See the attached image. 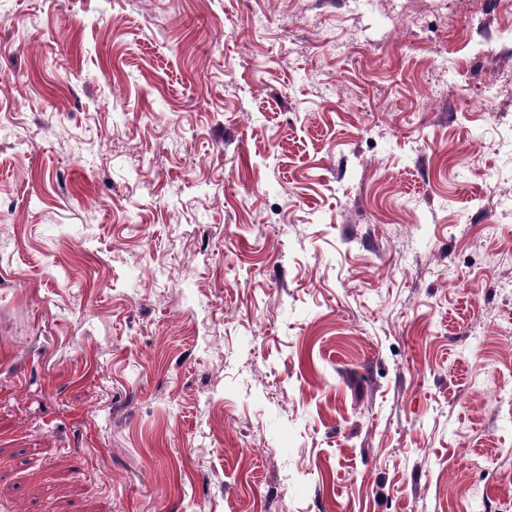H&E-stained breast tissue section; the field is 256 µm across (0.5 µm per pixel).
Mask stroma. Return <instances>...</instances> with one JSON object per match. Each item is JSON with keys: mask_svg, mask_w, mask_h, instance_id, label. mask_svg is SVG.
<instances>
[{"mask_svg": "<svg viewBox=\"0 0 512 512\" xmlns=\"http://www.w3.org/2000/svg\"><path fill=\"white\" fill-rule=\"evenodd\" d=\"M511 251L512 0H0V512H512Z\"/></svg>", "mask_w": 512, "mask_h": 512, "instance_id": "1", "label": "stroma"}]
</instances>
